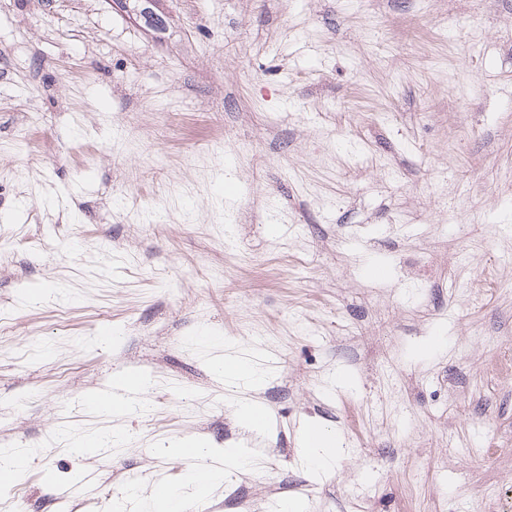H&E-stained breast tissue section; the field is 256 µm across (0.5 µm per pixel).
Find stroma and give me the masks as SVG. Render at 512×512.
<instances>
[{
    "label": "stroma",
    "instance_id": "obj_1",
    "mask_svg": "<svg viewBox=\"0 0 512 512\" xmlns=\"http://www.w3.org/2000/svg\"><path fill=\"white\" fill-rule=\"evenodd\" d=\"M153 9L0 0V448L30 455L0 505L191 497L153 448L245 447L233 354L267 373L269 465L228 470L216 512H512V0ZM123 372L145 413L84 404ZM313 431L308 462L316 469H327L335 461L339 439L335 433L322 426L313 427Z\"/></svg>",
    "mask_w": 512,
    "mask_h": 512
}]
</instances>
